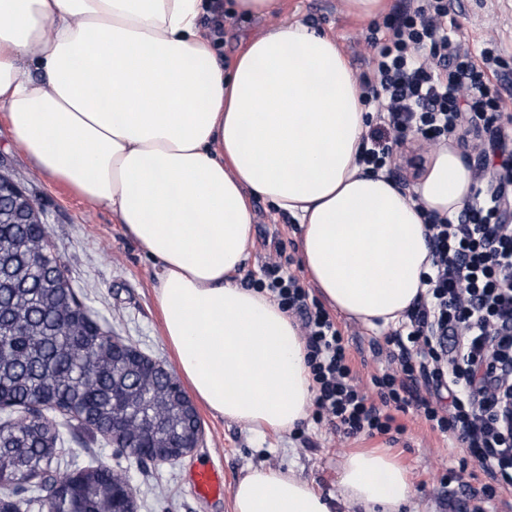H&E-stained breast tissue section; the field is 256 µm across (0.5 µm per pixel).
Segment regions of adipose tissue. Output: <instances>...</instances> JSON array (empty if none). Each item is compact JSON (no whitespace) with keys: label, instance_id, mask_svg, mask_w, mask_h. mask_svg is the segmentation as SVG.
I'll use <instances>...</instances> for the list:
<instances>
[{"label":"adipose tissue","instance_id":"ef3b65f1","mask_svg":"<svg viewBox=\"0 0 512 512\" xmlns=\"http://www.w3.org/2000/svg\"><path fill=\"white\" fill-rule=\"evenodd\" d=\"M282 0H0V111L45 176L108 207L159 264L176 368L224 419L292 430L314 391L306 347L267 294L234 283L250 196L302 227L301 259L337 313L398 324L431 266L422 216L472 193L456 150L404 192L357 162L369 114L335 38L282 22L226 62L204 14L267 18ZM339 499L272 467L232 488L233 512H401L415 494L387 453L346 454Z\"/></svg>","mask_w":512,"mask_h":512}]
</instances>
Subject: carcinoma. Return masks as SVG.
Returning <instances> with one entry per match:
<instances>
[{"label": "carcinoma", "instance_id": "carcinoma-1", "mask_svg": "<svg viewBox=\"0 0 512 512\" xmlns=\"http://www.w3.org/2000/svg\"><path fill=\"white\" fill-rule=\"evenodd\" d=\"M49 240L30 224L0 223V491L13 498L15 512L40 500L39 492L58 470L64 439L57 413L79 406L101 423L121 410L124 396L141 397L140 375L112 378V342L65 319L77 300L62 277ZM159 389L151 408L155 433L185 430L180 409ZM41 399L44 413L33 423L26 405ZM123 475L105 468L93 493L77 492L80 512H112V480Z\"/></svg>", "mask_w": 512, "mask_h": 512}]
</instances>
